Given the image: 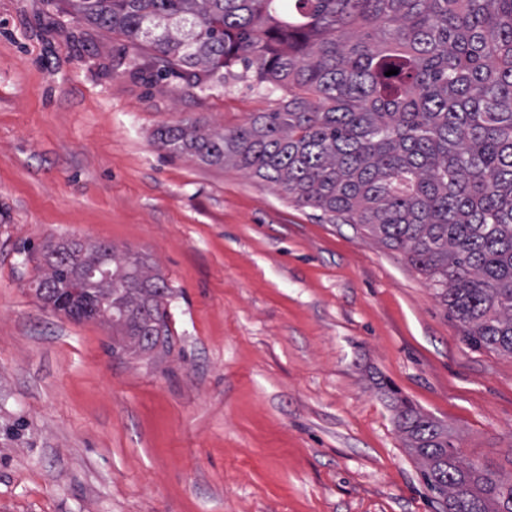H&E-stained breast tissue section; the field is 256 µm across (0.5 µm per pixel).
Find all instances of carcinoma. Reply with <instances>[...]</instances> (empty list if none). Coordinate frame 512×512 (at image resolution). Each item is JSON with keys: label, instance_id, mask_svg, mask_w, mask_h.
<instances>
[{"label": "carcinoma", "instance_id": "1", "mask_svg": "<svg viewBox=\"0 0 512 512\" xmlns=\"http://www.w3.org/2000/svg\"><path fill=\"white\" fill-rule=\"evenodd\" d=\"M65 3L148 44L166 77L222 79L240 65L288 88L279 110L233 130L195 121L159 129L157 143L403 251L464 341L512 356V0ZM105 257L106 275L81 279ZM44 262L36 292L54 310L112 324L114 352H170L172 289L143 258L65 241ZM394 408L443 512H512V476L464 461L448 428L406 400Z\"/></svg>", "mask_w": 512, "mask_h": 512}]
</instances>
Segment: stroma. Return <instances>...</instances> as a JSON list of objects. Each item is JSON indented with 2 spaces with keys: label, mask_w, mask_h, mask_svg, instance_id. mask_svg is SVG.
<instances>
[{
  "label": "stroma",
  "mask_w": 512,
  "mask_h": 512,
  "mask_svg": "<svg viewBox=\"0 0 512 512\" xmlns=\"http://www.w3.org/2000/svg\"><path fill=\"white\" fill-rule=\"evenodd\" d=\"M159 67L61 0H0V512H440L394 392L512 473V357L471 348L403 252L155 142L286 92ZM64 239L160 270L169 354L37 298Z\"/></svg>",
  "instance_id": "1"
}]
</instances>
